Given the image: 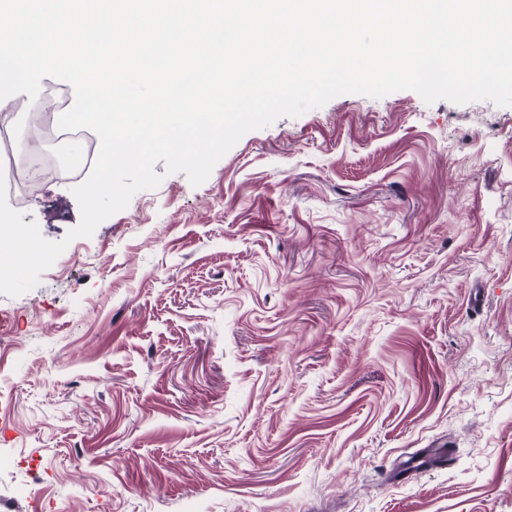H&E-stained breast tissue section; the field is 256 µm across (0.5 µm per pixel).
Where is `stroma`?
Wrapping results in <instances>:
<instances>
[{"label":"stroma","instance_id":"1","mask_svg":"<svg viewBox=\"0 0 512 512\" xmlns=\"http://www.w3.org/2000/svg\"><path fill=\"white\" fill-rule=\"evenodd\" d=\"M154 170L0 294V512H512V106L345 94Z\"/></svg>","mask_w":512,"mask_h":512}]
</instances>
